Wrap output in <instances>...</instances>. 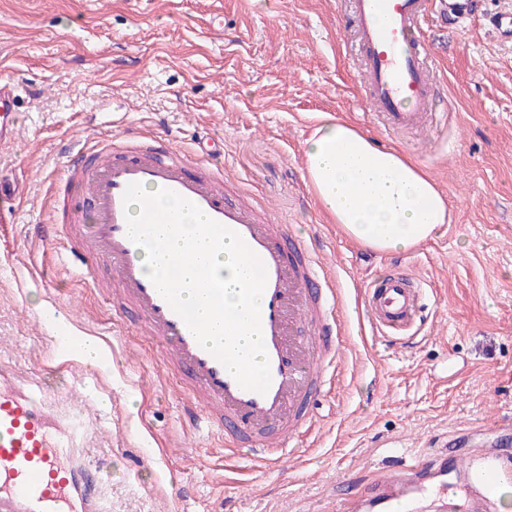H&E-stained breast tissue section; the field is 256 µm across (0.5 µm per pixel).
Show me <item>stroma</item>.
Wrapping results in <instances>:
<instances>
[{
    "label": "stroma",
    "mask_w": 512,
    "mask_h": 512,
    "mask_svg": "<svg viewBox=\"0 0 512 512\" xmlns=\"http://www.w3.org/2000/svg\"><path fill=\"white\" fill-rule=\"evenodd\" d=\"M425 36L435 106L453 116L444 130L394 135L365 116L351 0H0V82L26 88L17 138L0 144V175L22 186L0 223V364L80 423L73 454L107 465L100 512H332L351 495L348 477L394 457L512 454V431L489 426L512 413V37L486 17L454 29L431 18ZM323 112L422 167L450 223L395 254L349 238L304 177ZM143 129L186 150L210 137L225 177L336 274L343 369L284 465L243 451L224 468L223 436L184 423L165 347L36 236L54 221L48 200L70 153ZM399 264L426 283L423 322L388 348L357 290ZM49 309L101 342L110 366L59 363L39 322Z\"/></svg>",
    "instance_id": "35a3bbf8"
}]
</instances>
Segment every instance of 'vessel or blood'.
I'll use <instances>...</instances> for the list:
<instances>
[{
    "instance_id": "vessel-or-blood-1",
    "label": "vessel or blood",
    "mask_w": 512,
    "mask_h": 512,
    "mask_svg": "<svg viewBox=\"0 0 512 512\" xmlns=\"http://www.w3.org/2000/svg\"><path fill=\"white\" fill-rule=\"evenodd\" d=\"M358 53L365 69L369 114L389 132L411 134L448 120L433 109L437 75L421 31L428 17L463 22L478 0H352ZM16 87L0 86V144L17 135ZM68 182L91 203L92 217L58 199V223L42 236L62 235L64 253L84 276L105 262L106 279L119 290V305L132 306L149 338L164 343L175 372L187 378V417L194 428L223 433L226 455L246 446L254 458L275 465L294 456V439L311 424L317 401L341 361L343 336L338 288L313 249L286 246L288 230L250 201L228 200L224 170L215 165L206 140L192 151L159 135L136 134L107 144L92 142L72 153ZM139 183L164 188L198 206L237 233L260 258L267 283L260 300L261 328L271 383L266 392L242 388L224 365L196 340L184 320L159 294L145 272L142 248L127 234L124 194ZM424 282L402 268L371 278L362 304L382 342L416 335ZM317 329L316 342L299 339L301 325ZM28 380L0 366V512H97L100 483L93 468L70 447L75 426L35 403ZM351 485L375 512H413L428 489L447 491L444 512H499L498 491L512 484V455L480 448L466 456L396 458L371 481ZM464 485L459 500L452 489Z\"/></svg>"
}]
</instances>
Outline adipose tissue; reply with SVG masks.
<instances>
[{"label":"adipose tissue","mask_w":512,"mask_h":512,"mask_svg":"<svg viewBox=\"0 0 512 512\" xmlns=\"http://www.w3.org/2000/svg\"><path fill=\"white\" fill-rule=\"evenodd\" d=\"M304 155L319 206L375 250L409 249L450 220L447 197L424 169L331 114H322Z\"/></svg>","instance_id":"1"}]
</instances>
